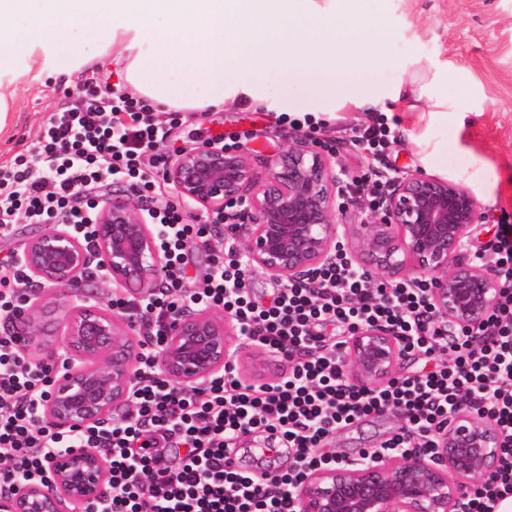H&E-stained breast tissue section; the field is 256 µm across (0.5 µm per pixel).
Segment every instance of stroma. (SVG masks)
Masks as SVG:
<instances>
[{"mask_svg": "<svg viewBox=\"0 0 512 512\" xmlns=\"http://www.w3.org/2000/svg\"><path fill=\"white\" fill-rule=\"evenodd\" d=\"M385 19L388 36L382 40L381 48L392 63L372 67L371 79L385 84L394 82L401 75V63L418 55L457 71L458 93L482 103L481 115L463 133L470 156L449 152L447 167H433L430 173L437 177L448 175L480 198V220L470 250H486L496 225L512 224V0H387ZM83 83L80 76L69 81L44 77L22 85L17 110L7 119L10 131L0 137V166L9 164L32 145L51 113L66 98L76 97ZM403 118L399 110L388 118L379 112L366 115L346 108L323 119L309 140L332 153L336 168L348 178L374 169L389 176L415 173L422 166L414 146L405 137H398L376 155L355 144L363 128L384 122L397 130ZM153 119L169 127V153L194 148L220 135L225 143L250 146L252 163L261 174L293 135L289 125L277 122L274 114L260 107L180 112L173 118L157 112ZM491 179L497 180L498 185L494 199L488 201L483 183ZM226 361L236 368L240 378L254 383L273 381L283 370L275 357L236 335L230 339ZM404 425V419L392 412L367 417L338 428L330 446L337 456L352 461L359 449L379 447Z\"/></svg>", "mask_w": 512, "mask_h": 512, "instance_id": "stroma-1", "label": "stroma"}]
</instances>
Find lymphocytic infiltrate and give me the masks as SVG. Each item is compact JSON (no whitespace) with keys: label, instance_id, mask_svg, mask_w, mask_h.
<instances>
[{"label":"lymphocytic infiltrate","instance_id":"f902f5d3","mask_svg":"<svg viewBox=\"0 0 512 512\" xmlns=\"http://www.w3.org/2000/svg\"><path fill=\"white\" fill-rule=\"evenodd\" d=\"M147 111L125 94L102 96L95 79H87L78 97L52 112L32 153L0 167L1 231L21 218L68 225L91 243L95 189L123 180L138 189L166 257L150 297L117 302L140 336L121 419L78 431L55 428L44 409L57 362L31 360L14 333L0 332V494L21 482L49 485L54 457L92 448L107 464L108 491L85 512H298L294 489L337 460L325 444L338 426L394 411L407 426L380 454L431 457L441 425L462 411L495 421L500 465L458 512H494L512 494V224L495 230L500 305L473 334L437 324L426 286L373 281L343 254L313 280L285 285L258 305L231 249L233 225L219 215L189 223L164 199L167 131ZM190 238L217 243L204 287L192 292L182 285L183 244ZM27 284L17 257L0 259L1 317L19 309ZM209 306L223 308L248 344L287 361V375L248 383L228 365L203 386L172 385L156 365L166 325ZM375 324L395 333L404 354H424L432 369L381 386L352 383L344 371L348 341ZM256 432L278 433L287 443L288 471L255 475L233 463L238 439ZM161 439L168 443L163 451Z\"/></svg>","mask_w":512,"mask_h":512}]
</instances>
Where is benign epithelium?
<instances>
[{"instance_id": "obj_1", "label": "benign epithelium", "mask_w": 512, "mask_h": 512, "mask_svg": "<svg viewBox=\"0 0 512 512\" xmlns=\"http://www.w3.org/2000/svg\"><path fill=\"white\" fill-rule=\"evenodd\" d=\"M166 180L179 198L224 220L247 218L238 260L250 272L286 283L312 279L347 244L350 261L386 282H426L436 319L450 327L478 326L499 305L501 284L491 260L469 255L479 202L467 187L421 173L392 179L391 192L346 219L342 172L305 139H296L257 174L246 145L203 143L168 161ZM94 250L60 225L30 241L21 259L35 289L80 288L90 268L112 282L148 294L159 284L164 259L145 218L128 195H114L96 216ZM47 314L31 293L14 317L17 335L42 339L38 318ZM231 325L212 310L174 317L167 326L158 367L172 383L200 386L223 370ZM60 348L67 370L45 406L61 428L105 419L126 401L137 353L124 323L103 301L73 306ZM402 352L394 334L369 326L351 341L350 379L373 385L386 379ZM493 419L451 415L437 434L436 454L374 456L315 469L295 490L299 512H456L458 503L497 466ZM50 486L25 483L0 496V512H80L106 493L107 465L92 448L57 456Z\"/></svg>"}]
</instances>
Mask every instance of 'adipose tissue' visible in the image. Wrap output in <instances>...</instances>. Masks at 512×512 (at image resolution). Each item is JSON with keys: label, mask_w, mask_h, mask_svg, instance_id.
<instances>
[{"label": "adipose tissue", "mask_w": 512, "mask_h": 512, "mask_svg": "<svg viewBox=\"0 0 512 512\" xmlns=\"http://www.w3.org/2000/svg\"><path fill=\"white\" fill-rule=\"evenodd\" d=\"M384 0H0V133L19 85L82 73L111 56L125 83L159 112L261 105L276 114L352 107L406 110L404 134L419 160L469 154L473 114L451 96L458 75L410 57L383 87L375 34ZM278 72L269 84L264 66ZM449 140L437 139V127Z\"/></svg>", "instance_id": "1"}]
</instances>
